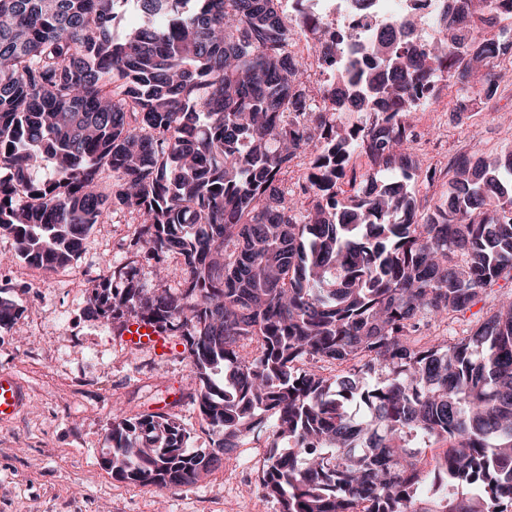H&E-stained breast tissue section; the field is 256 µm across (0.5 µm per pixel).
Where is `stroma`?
<instances>
[{
    "mask_svg": "<svg viewBox=\"0 0 512 512\" xmlns=\"http://www.w3.org/2000/svg\"><path fill=\"white\" fill-rule=\"evenodd\" d=\"M468 109L474 117L461 126L446 112L434 125L416 121L423 163L458 152L486 159L512 151V70L494 108L472 102ZM136 228L129 213L114 214L94 226L76 263L54 273L21 261L0 268L24 308L0 331V372L16 375L30 391L20 417L0 423V512H278L261 499L260 440L239 448L223 470L177 490H138L101 467L116 403L147 413L176 402L192 447L211 445L197 410L180 399L199 385L186 361L129 354L116 344L110 322L82 312L93 281L129 262Z\"/></svg>",
    "mask_w": 512,
    "mask_h": 512,
    "instance_id": "obj_1",
    "label": "stroma"
}]
</instances>
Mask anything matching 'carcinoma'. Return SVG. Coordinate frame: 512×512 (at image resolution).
<instances>
[{
  "mask_svg": "<svg viewBox=\"0 0 512 512\" xmlns=\"http://www.w3.org/2000/svg\"><path fill=\"white\" fill-rule=\"evenodd\" d=\"M126 2L0 0V235L14 256L68 267L128 211V252L157 274L180 264L173 290L113 268L83 313L154 322L183 346L212 447H189L166 408H116L112 477L191 487L262 430V500L279 512H512V151L424 169L410 121L416 91L440 82L455 116L496 99L509 11L441 0L435 40L407 43L402 16L366 46L377 68L346 59L313 87L290 46L310 34L336 66L314 15L136 0L118 37ZM300 155L295 192L282 176ZM445 176L447 203L416 202L412 183ZM14 292L0 285V330L23 312Z\"/></svg>",
  "mask_w": 512,
  "mask_h": 512,
  "instance_id": "carcinoma-1",
  "label": "carcinoma"
}]
</instances>
